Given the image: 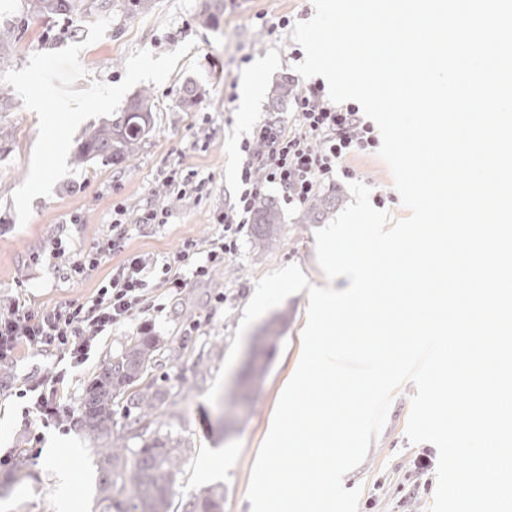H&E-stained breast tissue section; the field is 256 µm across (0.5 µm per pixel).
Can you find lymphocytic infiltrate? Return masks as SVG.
I'll use <instances>...</instances> for the list:
<instances>
[{"instance_id":"lymphocytic-infiltrate-1","label":"lymphocytic infiltrate","mask_w":512,"mask_h":512,"mask_svg":"<svg viewBox=\"0 0 512 512\" xmlns=\"http://www.w3.org/2000/svg\"><path fill=\"white\" fill-rule=\"evenodd\" d=\"M378 137L358 106H332L323 99V87L314 83L294 98V118L272 112L257 124L251 139L241 145L244 154L240 188L233 204L215 209L221 231L204 240L187 239L163 257L131 252L133 232H148L168 224L169 209L149 201L135 222L125 210L112 215L110 233L90 249L72 252L68 241L56 239L50 256L58 278L79 282L99 268L106 275L85 297L51 307L35 305L25 294L0 303V367L16 363L22 348L58 353L68 368L85 364L94 343L130 325L140 333L151 331L145 316L163 311L167 299L193 284L208 282L238 250V234L256 201L268 185L281 188L285 202L305 204L320 186L336 176L351 177L348 160L377 148ZM67 370L51 372L28 385L29 410L43 426L60 422V387Z\"/></svg>"}]
</instances>
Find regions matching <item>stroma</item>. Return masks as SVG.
<instances>
[{
	"instance_id": "stroma-1",
	"label": "stroma",
	"mask_w": 512,
	"mask_h": 512,
	"mask_svg": "<svg viewBox=\"0 0 512 512\" xmlns=\"http://www.w3.org/2000/svg\"><path fill=\"white\" fill-rule=\"evenodd\" d=\"M203 8V0H153L150 11L132 14L125 0H114L113 20L105 36L91 43L86 27L98 19L97 10H86L81 16L39 17L31 0H0V19L17 27V40L5 48L0 74L22 69L34 53L57 51L79 39L86 43L80 59L87 75L76 82V89H86L94 81L116 85L124 78L125 61L132 51L146 49L159 55L188 41L193 44L166 82L134 86V93H147L154 99L153 129L139 150L123 161H92L76 167L54 186L51 196L33 200L32 216L23 226L18 223L13 193L29 170L38 117L14 92L0 106V297L9 298L23 288L36 305L50 307L90 294L101 272L79 283L59 280L50 250L59 236L67 238L75 251L95 246L105 238L118 207L125 209L130 220L148 201L168 206L172 212L169 224L157 232H133L128 241L132 251L162 256L184 240L219 233L212 215L215 207L227 206L236 197L241 144L264 118L273 82L282 75H294L291 26L309 20L314 7L312 0H226L223 15L213 26L199 22ZM248 78L257 79L260 95L245 121L241 93ZM188 84L197 87L199 98L184 107L178 97ZM176 164L210 177L208 201L197 204L170 192L164 178ZM348 165L354 172L352 179L370 186L372 196L384 197V209L391 219L409 217L391 171L378 155L359 153ZM349 180L335 182L347 203L352 200L347 192ZM268 196L280 201L283 215L275 245L265 251L256 249L251 227H244L238 251L223 269L211 281L192 285L170 300L154 319L153 334L161 346L155 374L167 392L163 429L188 448L175 485L176 497L184 500L207 487L199 471L205 455L218 451L223 455L219 483L224 487V512L250 510L247 490L252 467L279 396L300 359L306 323L307 292L293 294L279 305L287 322L266 376L245 399L239 383L267 324L266 319L257 320L243 337L218 402L208 403L205 394L224 362L257 279L293 263L301 267L311 285L338 290L347 284L343 277L328 280L321 270L315 249L317 227L301 223V207L282 204L279 188L269 189ZM35 255L40 258L36 265L31 262ZM220 292L225 300L218 303L214 297ZM195 315L202 320L197 335H184L187 319ZM136 333L132 327L100 338L90 360L69 377L61 425L43 429L34 456L23 452L29 439L24 413L29 401L17 397L16 391L24 381L53 371L57 360L27 349L14 368L0 371V448L20 451L13 466L0 471V512H92L95 456L91 441L77 424V408L91 379ZM415 392L410 383L395 392L383 431L371 443L365 461L345 480L346 489H362L358 512H428L436 490L438 453L433 444H412L405 435ZM75 458L81 462L76 472L70 468ZM423 458L429 461L424 470L419 467Z\"/></svg>"
}]
</instances>
